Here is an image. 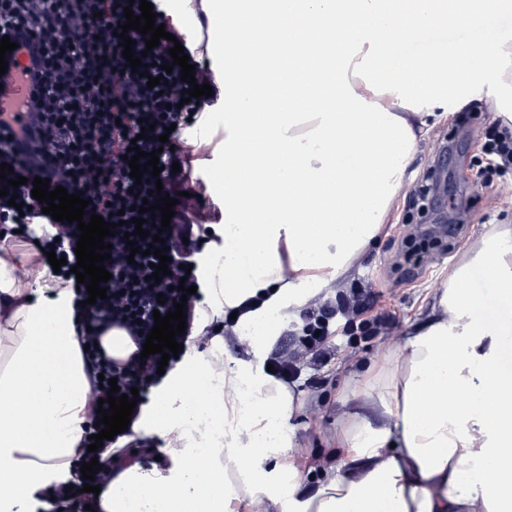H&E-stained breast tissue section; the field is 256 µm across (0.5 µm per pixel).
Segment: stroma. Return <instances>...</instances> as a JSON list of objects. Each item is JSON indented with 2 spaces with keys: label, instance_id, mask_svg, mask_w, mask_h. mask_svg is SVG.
<instances>
[{
  "label": "stroma",
  "instance_id": "1",
  "mask_svg": "<svg viewBox=\"0 0 512 512\" xmlns=\"http://www.w3.org/2000/svg\"><path fill=\"white\" fill-rule=\"evenodd\" d=\"M512 113V100L506 99L498 76L485 71L467 90V103L459 112L432 123L417 157L408 168L393 212L380 234L353 267L330 287V292L370 288L378 294V306L395 323L397 341L405 342L430 312L437 288L448 280L449 271L463 258L469 244L482 237L494 224L512 225V209L504 210L494 188L473 186L471 166L478 153L477 140L485 128L498 120L500 112ZM208 131L203 138H189L185 149L191 157L189 186L203 201L195 208L202 224L216 235L224 233V107L216 105L208 114ZM451 144L452 152L444 164L448 174L445 213L456 216L464 231L454 239H441L438 247L415 255L407 254L403 241L417 231L421 214L412 187L433 164L434 145ZM381 338L337 339L336 359L320 371L321 381L309 385L298 380L290 385L295 408L284 422L288 448L284 462H296L299 453L317 454L324 460L321 472L300 473L293 483L280 484L269 491L231 497L229 512H252L261 505L264 512H291L295 501L314 494L327 476L333 475L346 454L344 434L354 419L358 399L376 402L380 385L374 382L372 367L394 370L398 357L395 345ZM268 350L250 339L241 345L214 337L204 351L194 353L191 362L210 367L213 357L263 375Z\"/></svg>",
  "mask_w": 512,
  "mask_h": 512
}]
</instances>
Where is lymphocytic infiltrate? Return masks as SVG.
Here are the masks:
<instances>
[{
  "instance_id": "obj_1",
  "label": "lymphocytic infiltrate",
  "mask_w": 512,
  "mask_h": 512,
  "mask_svg": "<svg viewBox=\"0 0 512 512\" xmlns=\"http://www.w3.org/2000/svg\"><path fill=\"white\" fill-rule=\"evenodd\" d=\"M128 5L129 0H0V37L15 36L19 46L18 51L7 53V61H16L22 52L29 56L23 73L32 86L28 110L33 114L31 124L22 125L14 112L0 110V164L12 165L14 174L25 177L17 199L29 207L28 212H19L16 206H9L7 198L0 197V223L18 225L23 240L54 248L57 257L66 258V265L53 276V286L72 292L74 315L82 328L80 341L88 346L82 354L87 421L70 467L71 479L50 482L37 493L38 499L51 501L54 512H98L99 495L82 490L84 463L98 460L101 469L95 482L105 489L117 472V461L128 453H135L140 462H153L157 454L154 440L134 437L129 429L124 432L128 444L117 448L112 441H103L102 456H92L88 445L91 435L100 431L98 402L107 396L100 387L101 378L116 379L124 394L138 389L143 405L150 392L164 383V376L157 373L158 355L145 358L140 353L154 326L155 313H167L175 303H183L187 326L179 341L188 350L201 348L206 338L216 335L232 343L238 340L233 320H222L216 328L196 329L195 310L203 295L185 296L178 289L183 281L196 284V276H185L183 268L202 254L209 229L193 223L185 213L188 156L162 148L159 141L167 126H175L180 133L190 129L192 119L211 108L215 100L202 96L197 102L182 103L187 84L179 71L166 75L160 69L161 64L172 61L168 53L171 41L161 40L158 47L150 49L144 35L134 30L129 36L134 53L142 57V71L133 73L116 35ZM78 29L84 35L76 40L72 34ZM159 76L166 77L167 86L161 90L149 87V78ZM145 125L154 128L147 138L140 135ZM134 142L142 151H158L163 189L177 200L170 225L162 233L169 273L157 282L151 279L149 257L142 254L148 241H141L142 251L134 255L125 239L135 230L133 206L158 201L150 193V183H134L130 176L125 155ZM476 174L487 184L512 180L511 123L498 120L486 129ZM35 177L87 200L86 214L123 215L124 225L116 227L114 236L107 239L112 246L113 262L107 267L111 278L105 298L96 304H88L85 284L69 274L77 264V225L43 214L41 203L31 195ZM374 305L373 294L362 289L315 298L301 314L292 342L269 358L274 378L290 384L300 378L303 369L319 371L330 365L336 358L330 322L339 313L346 314L348 325L359 328L364 336L394 340L390 319L375 313ZM114 327L124 329L135 346L121 360L109 357L100 345L104 333Z\"/></svg>"
}]
</instances>
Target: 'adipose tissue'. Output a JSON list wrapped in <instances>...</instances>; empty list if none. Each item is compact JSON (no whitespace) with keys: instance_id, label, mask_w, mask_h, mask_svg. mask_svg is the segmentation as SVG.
<instances>
[{"instance_id":"ef3b65f1","label":"adipose tissue","mask_w":512,"mask_h":512,"mask_svg":"<svg viewBox=\"0 0 512 512\" xmlns=\"http://www.w3.org/2000/svg\"><path fill=\"white\" fill-rule=\"evenodd\" d=\"M241 36L259 26L280 27L282 52L263 59L236 54L224 73V258L216 263L215 314L263 295L243 323L267 347L272 314L303 303L346 273L385 224L406 172L429 126L460 97L479 68L493 70L512 90V42H499L492 57L459 50L454 69L439 58L396 56L387 36L402 26L450 21L446 0H281L277 10L255 0L246 13L230 10ZM344 45L326 39L345 17ZM283 80L301 86L323 108L295 105L273 119L252 111L251 84ZM281 154L273 176L281 187L263 197L251 157ZM257 210L259 223L241 212ZM493 277L512 299V226L498 224L467 250L448 274L430 313L405 344L402 367L382 386L374 418L357 416L350 446L335 474L297 512H512V463L502 461L512 444V424H494L480 398L484 371L497 362L499 339L466 294L474 269ZM0 339L9 361L0 394L14 389L15 371L46 364L63 384L36 378L27 398L5 416L0 431V512H12L49 472L66 466L86 421V376L70 300L44 301L41 285L16 288L0 265ZM200 366L181 369L170 394L160 397L150 423L185 430L188 422L224 428L223 448L178 450L171 491L156 499V479L136 462L121 465L102 495L104 512H224V496H206L215 474L235 470L242 490L282 479L279 457L287 448L280 424L292 398L242 368L224 372V391L194 412L173 410V396L205 379ZM455 387L465 398L428 402L430 390ZM499 464V482L488 488L472 477L476 464Z\"/></svg>"}]
</instances>
